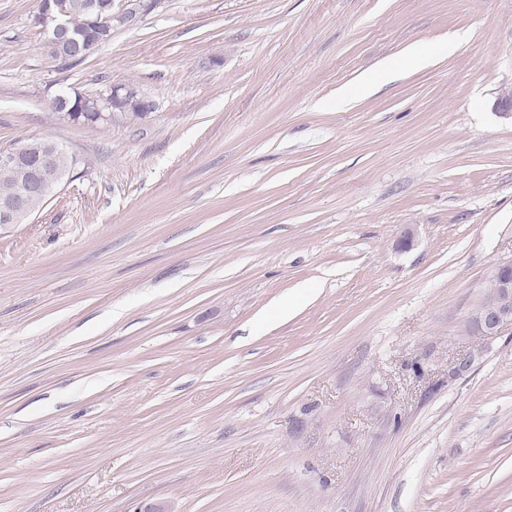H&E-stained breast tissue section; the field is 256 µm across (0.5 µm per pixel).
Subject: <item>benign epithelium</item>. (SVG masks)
Instances as JSON below:
<instances>
[{"mask_svg": "<svg viewBox=\"0 0 512 512\" xmlns=\"http://www.w3.org/2000/svg\"><path fill=\"white\" fill-rule=\"evenodd\" d=\"M150 6L149 0H42L38 18L48 41L67 51L77 47L90 56L111 42L112 30L136 25ZM75 11L90 17V28L77 32L71 27ZM56 106L73 123L79 122L77 112L85 113L91 123H110L125 107L143 115L155 109L152 99L126 83H115L106 93L90 98L70 93ZM495 108L501 116L512 119V83L499 89ZM64 153L66 150L50 139L21 141L0 153V166L12 170L18 178L16 194L0 201L1 231L29 221L38 203L55 191L58 184L46 183L44 172ZM469 322L483 336H496L503 327L512 326V258L497 265L484 301L470 315Z\"/></svg>", "mask_w": 512, "mask_h": 512, "instance_id": "1", "label": "benign epithelium"}]
</instances>
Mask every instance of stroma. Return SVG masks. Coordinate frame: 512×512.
Returning <instances> with one entry per match:
<instances>
[{
  "mask_svg": "<svg viewBox=\"0 0 512 512\" xmlns=\"http://www.w3.org/2000/svg\"><path fill=\"white\" fill-rule=\"evenodd\" d=\"M36 9L0 0V150L78 163L0 231V512H512V327L467 323L512 0H161L68 69ZM117 82L154 111L51 107Z\"/></svg>",
  "mask_w": 512,
  "mask_h": 512,
  "instance_id": "35a3bbf8",
  "label": "stroma"
}]
</instances>
